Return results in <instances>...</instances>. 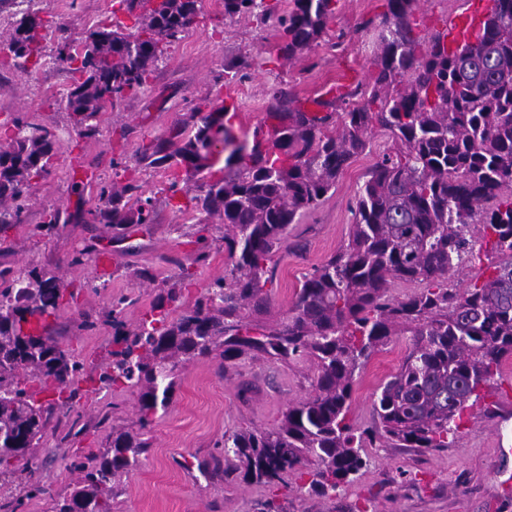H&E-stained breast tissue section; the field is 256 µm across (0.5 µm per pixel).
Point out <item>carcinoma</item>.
<instances>
[{
    "mask_svg": "<svg viewBox=\"0 0 512 512\" xmlns=\"http://www.w3.org/2000/svg\"><path fill=\"white\" fill-rule=\"evenodd\" d=\"M415 0H386L371 83L336 99L325 116L310 113L277 89L260 124L240 139L225 100L206 99L164 138L139 147L146 168L207 173L190 187L174 179L163 188L181 212L217 214L224 221L229 269L181 310L191 268L208 260L201 248L176 262L177 276L140 323L123 320L132 300H111V359L94 377L58 336L67 305L64 281L51 269L23 275L0 263V484L14 480L25 495L0 492V512H23L24 500L44 497L34 479L33 448L52 429L54 414L68 418L83 397L81 383L137 392L138 430L112 429L100 454L75 456L65 469L78 475L73 490L52 498L51 512H112V485L150 448L147 435L158 406L175 390V371L194 360L262 357L272 362L309 358L312 394L288 406L271 429L224 436L197 469L208 477L237 474L248 483L301 487L326 497L365 465L364 443L392 441L404 448H446L463 419L512 358V0H489L480 25L450 48L446 33L423 43L415 34ZM224 17L275 20L276 57L291 59L327 35L336 0H293L279 11L267 0H222ZM199 0H118L130 27L117 21L90 32L75 49L61 37L58 59L72 83L66 109L73 128L95 132L89 121L105 104L147 83L167 46L184 36ZM49 31L26 12L6 41L13 57L40 61ZM391 133L361 185L349 239L306 275L283 319L254 320L266 311L275 257L288 226L336 189L375 127ZM0 144V238L25 223L32 180L50 174L63 149L56 133L17 117ZM93 221L124 231L152 224L153 200L135 182L102 186ZM495 201L491 207L489 201ZM58 209H46L34 232L54 234ZM490 253L487 270L469 287L449 285L451 273L472 262L475 232ZM418 281L419 292L396 299L393 280ZM400 333L412 336L397 372L380 387L374 411L380 428L355 434L349 418L352 387L371 355ZM53 394L43 403L36 395Z\"/></svg>",
    "mask_w": 512,
    "mask_h": 512,
    "instance_id": "cac0c4a2",
    "label": "carcinoma"
}]
</instances>
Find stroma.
<instances>
[{"mask_svg":"<svg viewBox=\"0 0 512 512\" xmlns=\"http://www.w3.org/2000/svg\"><path fill=\"white\" fill-rule=\"evenodd\" d=\"M384 4L385 0H336L324 39L271 68L264 60L277 42L274 21L229 19L213 0H201L196 22L168 47L149 84L116 106H105L89 137L79 135L69 122V75L57 59L56 40L43 42L44 62L37 68L18 69L11 58L0 55V124L21 116L52 128L64 144L50 175L31 191L28 223L10 233L7 260L17 268L55 269L78 289L76 301L62 311L57 330L87 371L110 358L112 329L106 318L112 297L131 298L124 316L128 324H137L164 280L176 274L175 259L186 258L191 251L186 232L194 217L167 203V172L142 168L138 148L167 136L206 98L235 102L234 123L244 132L265 117L276 88H287L303 101L341 84H367L379 42L375 21ZM486 4L487 0H418L416 32L428 39L453 16ZM110 6L111 0H29L27 9L45 19L57 17L69 35L79 39L107 18ZM240 58L249 61V68L241 79L225 83V62ZM393 147L391 134L374 128L368 149L344 170L335 192L290 227L288 247L278 259L270 286L266 321L286 316L304 277L347 243L357 192L369 169ZM131 180L142 183L155 199V222L139 235L118 242L111 225L76 220L77 211L95 208L101 186ZM77 181L82 182L83 193L73 191ZM49 208L60 209L68 223L51 237L34 234L33 224ZM223 235V223H215L209 258L197 266L187 300H195L209 282L223 276ZM90 244L108 248L111 261L100 262L91 254L83 263L72 264V256ZM94 277L105 281V288L96 293L83 290V283ZM409 344L408 335L392 337L357 377L351 417L358 430L376 428V392L397 371ZM313 372L307 359L275 363L245 358L225 376L213 360L179 367L176 391L157 414L149 450L114 488L112 512H512V493H503L499 485L501 473H512V422L501 429L496 420L481 415L470 419L446 448H401L386 441L366 445V466L350 484L327 497L309 494L293 483L273 490L238 478L212 481L198 471V459L206 457L224 434L278 425L288 405L310 394ZM242 380L258 387L247 403L237 394ZM80 409V435H70L63 423L35 450L37 477L51 493L74 487L76 477L65 470L64 458L104 448L112 427L134 428L137 396L130 390L103 389L83 397Z\"/></svg>","mask_w":512,"mask_h":512,"instance_id":"1","label":"stroma"}]
</instances>
